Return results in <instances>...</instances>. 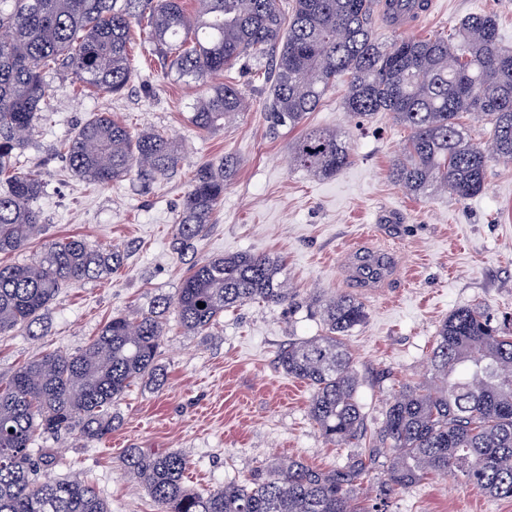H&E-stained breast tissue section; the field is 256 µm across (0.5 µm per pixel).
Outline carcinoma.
Segmentation results:
<instances>
[{"label": "carcinoma", "instance_id": "obj_1", "mask_svg": "<svg viewBox=\"0 0 512 512\" xmlns=\"http://www.w3.org/2000/svg\"><path fill=\"white\" fill-rule=\"evenodd\" d=\"M418 0H0V254L20 252L42 231L34 207L44 192L38 166L17 171L40 112L50 98L45 76L67 71L98 97L120 93L132 79L128 46L133 23L145 18V42L170 73L206 87L191 123L210 132L246 108L232 82L215 83L237 62L268 67L269 127L294 129L316 111L330 88L345 85L344 107L365 118L387 112L410 130L405 153L390 169L412 194L437 186L458 201L481 192L488 164L512 160V51L499 44L491 14L464 18L458 31L434 38L397 37L381 45L376 21L393 25L401 3ZM490 127L475 142L461 114ZM78 177L106 185L137 170L165 177L180 163L159 130L134 134L108 115L82 124L60 144ZM293 167L329 178L351 162L341 133L309 129L290 145ZM224 156L193 171L173 248H193L235 175ZM125 255L96 250L78 237L44 244L33 263L0 264V335L28 331L44 319L62 287L114 273ZM297 309L275 257L249 252L192 265L177 292L136 316L119 313L72 352L41 353L0 383V512H111L87 480L40 479L54 451L34 452L36 438L75 435L96 442L112 433V404L134 385L164 382L162 344L169 314L184 331L212 330L224 310L248 302ZM205 307H198V303ZM325 331L288 341L278 365L312 389L308 406L321 436L357 448L332 470L300 460L256 467L244 483L199 492L185 485L189 457L179 450L130 448L126 472L157 512H382L386 499L429 474L465 479L491 497H512V331L486 310L461 306L439 327L429 356L432 380L396 391L378 431L364 429L358 378L345 337L364 324L360 298L342 292L318 303ZM389 463L379 501L354 497L361 480Z\"/></svg>", "mask_w": 512, "mask_h": 512}]
</instances>
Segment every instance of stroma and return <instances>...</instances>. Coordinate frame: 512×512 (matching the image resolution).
<instances>
[{"label":"stroma","instance_id":"1","mask_svg":"<svg viewBox=\"0 0 512 512\" xmlns=\"http://www.w3.org/2000/svg\"><path fill=\"white\" fill-rule=\"evenodd\" d=\"M483 12L496 15L500 44L512 49V0H434L408 33L448 35L465 16ZM130 59L129 86L110 98L75 95L70 77L48 75L52 95L21 159L22 166L41 167L46 188L35 206L45 230L7 257L20 263L45 241L78 235L92 247L123 250L124 266L61 288L44 317V335L0 336V382L40 352L78 350L112 314L133 315L158 296L174 295L195 261L245 251L278 258L302 306L290 312L250 302L226 311L207 335L171 328L163 345L164 385H138L114 403L111 435L93 443L72 435L36 441V448L56 451L52 476L83 474L112 512H155L144 488L124 474L127 449L185 451L191 460L187 483L196 490L243 481L255 466L278 459L334 469L346 463L350 448L322 438L308 414L309 387L277 364L288 340L322 334L320 312L310 307L314 299L351 291L366 306V322L347 342L371 432L400 385L428 382L437 329L455 308L479 305L495 319L512 317V164L490 163L483 191L462 202L443 191L408 194L390 177L408 129L384 112L352 117L336 86L306 122L346 135L352 161L333 177H316L290 164L296 130H270L267 79L240 63L225 70L247 107L223 129L204 133L190 121L203 86L167 77L138 25ZM101 112L135 133L163 131L179 149L177 169L149 183L134 174L105 186L75 176L58 144ZM228 154L239 159V171L193 251L178 256L172 242L192 173ZM377 250L388 254V277L361 281L357 256ZM388 510L512 512V498H493L436 474L393 494Z\"/></svg>","mask_w":512,"mask_h":512}]
</instances>
